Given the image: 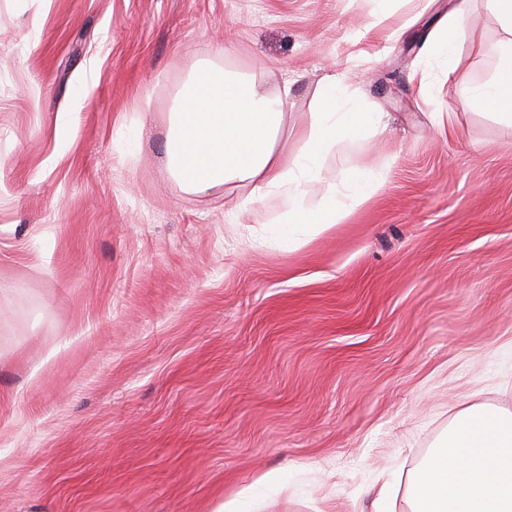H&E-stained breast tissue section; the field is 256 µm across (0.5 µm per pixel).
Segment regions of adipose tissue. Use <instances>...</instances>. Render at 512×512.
<instances>
[{
    "label": "adipose tissue",
    "instance_id": "obj_1",
    "mask_svg": "<svg viewBox=\"0 0 512 512\" xmlns=\"http://www.w3.org/2000/svg\"><path fill=\"white\" fill-rule=\"evenodd\" d=\"M504 37L494 45L468 31V2L455 0L435 29L430 50L454 75L463 47L493 55L489 78L474 86L463 104L489 110L512 125V0H483ZM287 92L272 96L256 79L232 71H203L187 88L185 109L166 135L164 167L183 190L205 193L243 188L244 204L270 193L288 201V215L270 231L282 247L300 235L337 224L345 210L335 184L326 183L324 163L343 142H358L377 128L382 115L360 108L342 110L341 82L321 79L316 110L302 131L304 148L286 160L278 143L287 131ZM324 185L320 197L310 188ZM409 512H512V412L469 407L454 418L448 434L410 480Z\"/></svg>",
    "mask_w": 512,
    "mask_h": 512
}]
</instances>
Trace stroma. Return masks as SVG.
Returning a JSON list of instances; mask_svg holds the SVG:
<instances>
[{"instance_id": "35a3bbf8", "label": "stroma", "mask_w": 512, "mask_h": 512, "mask_svg": "<svg viewBox=\"0 0 512 512\" xmlns=\"http://www.w3.org/2000/svg\"><path fill=\"white\" fill-rule=\"evenodd\" d=\"M0 0V512H373L456 414L512 411V126L428 45L448 0ZM305 126L319 80L386 115L325 162L368 199L290 249L271 194L189 193L164 134L201 68ZM452 112L459 133L436 134ZM272 482H262L265 473ZM374 175L367 170H352L346 174L345 189L348 194L343 197L363 200L369 197L374 183Z\"/></svg>"}]
</instances>
